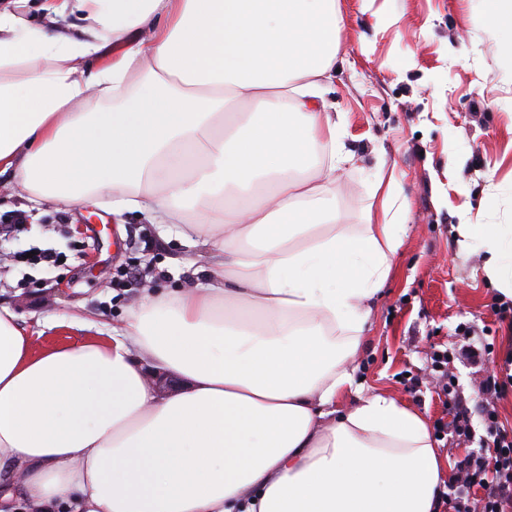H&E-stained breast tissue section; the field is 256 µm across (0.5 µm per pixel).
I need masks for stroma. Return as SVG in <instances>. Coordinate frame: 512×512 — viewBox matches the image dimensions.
I'll list each match as a JSON object with an SVG mask.
<instances>
[{
    "label": "stroma",
    "instance_id": "35a3bbf8",
    "mask_svg": "<svg viewBox=\"0 0 512 512\" xmlns=\"http://www.w3.org/2000/svg\"><path fill=\"white\" fill-rule=\"evenodd\" d=\"M343 17L332 78L320 90L338 113L352 156L336 184L341 223H367L376 183L396 177L407 235L363 334L356 381L447 424L431 374L432 350L461 345L457 329L493 350L505 377L512 317L483 272L481 244L459 253L453 227L512 224V26L480 23L484 0H336ZM0 307L35 332L34 352L98 340L155 289L206 283L213 261L175 224L113 214L107 198L74 210L35 204L0 177ZM470 410L472 436L443 433L436 446L456 466L486 444L478 396L482 365H449Z\"/></svg>",
    "mask_w": 512,
    "mask_h": 512
}]
</instances>
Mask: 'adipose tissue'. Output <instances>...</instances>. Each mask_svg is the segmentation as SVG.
Here are the masks:
<instances>
[{
  "label": "adipose tissue",
  "instance_id": "obj_1",
  "mask_svg": "<svg viewBox=\"0 0 512 512\" xmlns=\"http://www.w3.org/2000/svg\"><path fill=\"white\" fill-rule=\"evenodd\" d=\"M0 10V175L36 200L179 225L206 285L148 292L100 341L33 353L0 310V512H436L426 418L357 384L406 233L349 231L339 125L315 87L336 0H44ZM112 54H105L108 43ZM512 298V228L461 223ZM186 390L157 397L146 366ZM42 0H28V1H16V0H0V6L10 5L11 8L19 12L32 26L42 27L48 25V20L44 16V12L39 10Z\"/></svg>",
  "mask_w": 512,
  "mask_h": 512
}]
</instances>
